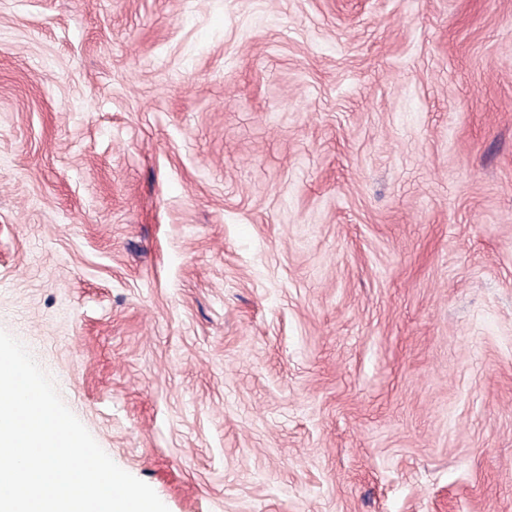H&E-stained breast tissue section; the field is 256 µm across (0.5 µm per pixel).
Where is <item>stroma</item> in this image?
<instances>
[{"instance_id": "35a3bbf8", "label": "stroma", "mask_w": 512, "mask_h": 512, "mask_svg": "<svg viewBox=\"0 0 512 512\" xmlns=\"http://www.w3.org/2000/svg\"><path fill=\"white\" fill-rule=\"evenodd\" d=\"M0 330L169 512H512V0H0Z\"/></svg>"}]
</instances>
